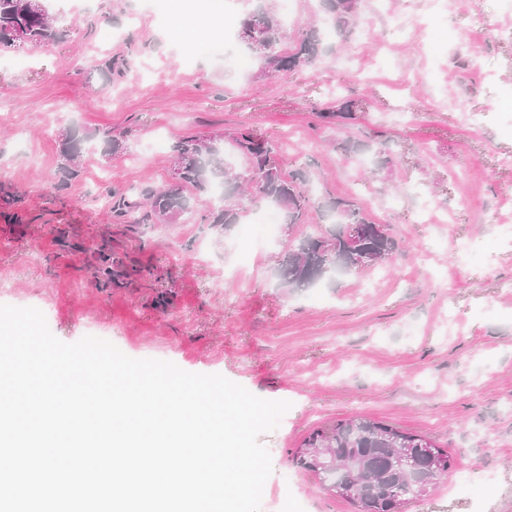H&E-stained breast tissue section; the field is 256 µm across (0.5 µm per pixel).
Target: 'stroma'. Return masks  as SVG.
<instances>
[{"label":"stroma","mask_w":512,"mask_h":512,"mask_svg":"<svg viewBox=\"0 0 512 512\" xmlns=\"http://www.w3.org/2000/svg\"><path fill=\"white\" fill-rule=\"evenodd\" d=\"M223 2L240 20L261 0H49L66 41L0 53V185L28 215L52 213L79 243L61 250L50 228L0 214V304L40 309L53 335H87L133 358L220 374L291 409L262 435L273 473L261 512H355L326 492L296 453L314 429L357 415L424 434L454 468L406 512H512V9L503 0H450L422 29L434 0H363L348 41L323 31L311 67L257 77L186 33L173 3L200 15ZM409 22L405 33L393 16ZM118 32L105 42V29ZM118 65L111 75L100 66ZM350 98L354 123L323 125L316 110ZM65 127L94 132L80 175L60 186ZM250 127L280 148L284 169L309 171L316 197L366 206L398 243L388 262L329 284L286 288L276 271L322 224L255 225L246 202L231 231L187 214L137 231L108 220V192L136 196L171 183L187 136ZM124 136L105 158L101 136ZM372 138L396 155L345 159L331 145ZM138 278L102 290L91 275L104 233ZM474 263L456 266L458 245Z\"/></svg>","instance_id":"1"}]
</instances>
